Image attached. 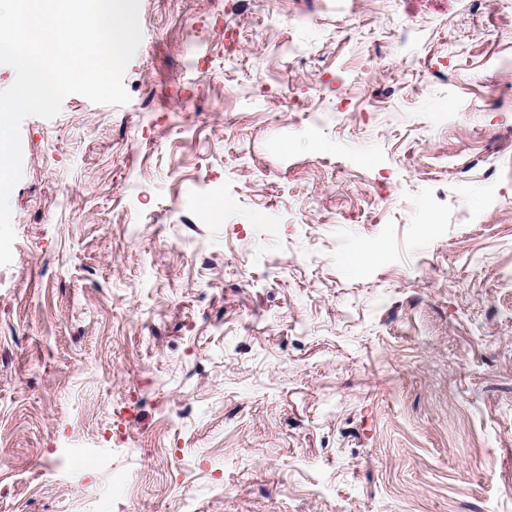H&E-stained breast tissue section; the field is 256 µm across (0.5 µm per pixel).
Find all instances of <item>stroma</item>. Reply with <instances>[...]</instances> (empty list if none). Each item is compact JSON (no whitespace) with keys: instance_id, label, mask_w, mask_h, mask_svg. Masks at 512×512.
<instances>
[{"instance_id":"stroma-1","label":"stroma","mask_w":512,"mask_h":512,"mask_svg":"<svg viewBox=\"0 0 512 512\" xmlns=\"http://www.w3.org/2000/svg\"><path fill=\"white\" fill-rule=\"evenodd\" d=\"M139 16L20 126L0 512H512V0Z\"/></svg>"}]
</instances>
